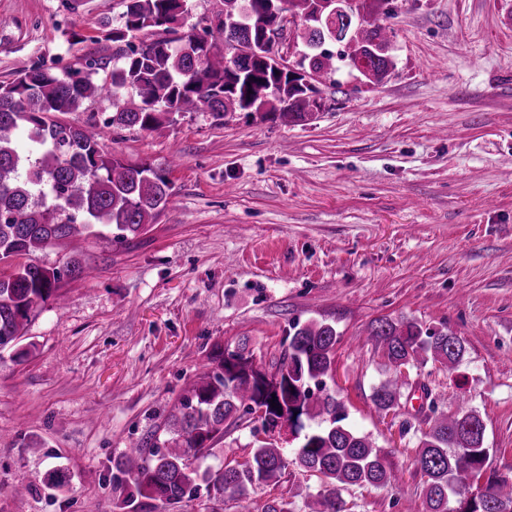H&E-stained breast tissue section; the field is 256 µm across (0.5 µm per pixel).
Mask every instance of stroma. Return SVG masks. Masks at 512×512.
<instances>
[{
	"label": "stroma",
	"mask_w": 512,
	"mask_h": 512,
	"mask_svg": "<svg viewBox=\"0 0 512 512\" xmlns=\"http://www.w3.org/2000/svg\"><path fill=\"white\" fill-rule=\"evenodd\" d=\"M390 7L389 75L374 85L340 66L317 81L312 120L187 112L106 134L126 162L167 168L173 195L129 244L89 237L37 253L46 265L79 254L92 272L63 280L62 301L39 306L17 350L0 352V512H113V460L131 441L166 439L170 411L215 346L248 338L268 365L294 320L335 326L327 386L394 475L344 490L351 512L421 497L400 437L417 394L390 419L371 401L384 358L366 330L383 316L463 339L456 370L429 363L408 380L438 393L442 409L480 413L488 474L512 475V0ZM122 11L121 0H0V82L36 63L61 75L111 56L104 25ZM251 426L227 427L201 468L248 458ZM54 467L69 488L48 485ZM319 484L291 466L250 499L256 512L281 497L303 512ZM237 508L203 495L144 499L133 512Z\"/></svg>",
	"instance_id": "stroma-1"
}]
</instances>
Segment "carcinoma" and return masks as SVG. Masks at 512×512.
<instances>
[{
	"mask_svg": "<svg viewBox=\"0 0 512 512\" xmlns=\"http://www.w3.org/2000/svg\"><path fill=\"white\" fill-rule=\"evenodd\" d=\"M122 2L121 24L105 34L112 58L90 57L88 73L63 77L35 64L0 84V350L24 335L34 309L60 297L63 277L90 272L77 258L63 266L37 263V252L82 237L129 242L168 207L171 182L164 169L127 164L105 150V130L150 131L184 112L215 118L262 112L305 122L321 108L312 82L332 77L336 61L377 84L394 67L382 33L386 18L367 10L368 0H354L351 14L337 17L323 0H218L212 21L224 36L222 51L209 41L211 29L182 30L190 0ZM283 9L304 26L303 50L291 68L280 66L269 37ZM338 29L345 50L336 54L328 45ZM111 59L114 110L84 127L57 118L55 113L75 112L102 92L91 71L106 68ZM367 339L384 353L383 379L371 395L382 415L399 406L407 385L402 368L432 361L452 370L465 352L448 327L425 328L414 319L379 318ZM336 341V328L324 320L290 323L273 378L256 364L247 340L229 360L226 348L218 347L168 416L169 438L160 446L133 442L113 462L112 479L123 488L116 512L142 498L178 503L203 491L227 494L247 508L251 490L278 482L290 463L321 480L308 495L306 512H348L343 489L390 484L384 453L370 435L346 423L344 402L327 389ZM422 391L427 428L401 424L422 478L420 512H512V477L492 476L483 488L473 483L483 478L489 458L483 418L474 410L444 411L431 389L424 385ZM258 410L262 429L292 424L293 459L276 440L265 439L235 466L194 465L224 438L226 422Z\"/></svg>",
	"mask_w": 512,
	"mask_h": 512,
	"instance_id": "cac0c4a2",
	"label": "carcinoma"
}]
</instances>
